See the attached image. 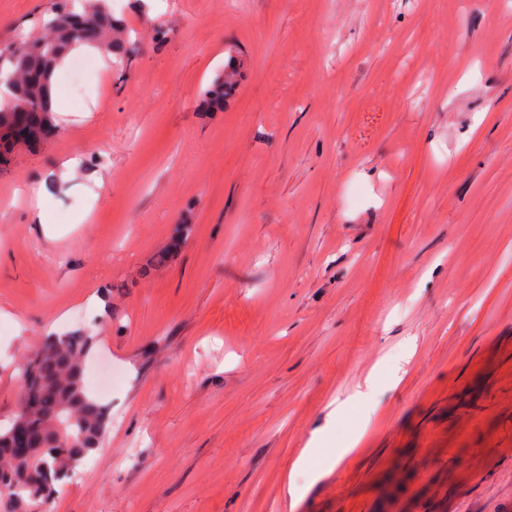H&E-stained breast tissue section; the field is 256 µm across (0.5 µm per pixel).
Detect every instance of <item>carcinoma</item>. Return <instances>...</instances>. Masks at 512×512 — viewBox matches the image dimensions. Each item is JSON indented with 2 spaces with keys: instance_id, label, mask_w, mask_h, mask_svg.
Wrapping results in <instances>:
<instances>
[{
  "instance_id": "obj_1",
  "label": "carcinoma",
  "mask_w": 512,
  "mask_h": 512,
  "mask_svg": "<svg viewBox=\"0 0 512 512\" xmlns=\"http://www.w3.org/2000/svg\"><path fill=\"white\" fill-rule=\"evenodd\" d=\"M75 0H56L42 18L43 31L30 41L20 36L0 47V84L9 94L0 99V129H13L15 137L0 138V166L7 165L18 146L34 148L52 130L51 79L59 60L76 45L90 44L123 59L134 51L131 43L115 37L122 24L102 8L103 0H84L77 12ZM231 85L216 80L207 90L201 108L224 106ZM93 346V336L75 332L49 336L27 355L20 366L23 384L39 388L37 405L18 404L40 444L37 458L43 476L39 484L26 479L32 462L10 452L0 428V501L5 512H46L57 488L70 478L84 459L98 447L107 428V406L89 397L84 383V364Z\"/></svg>"
}]
</instances>
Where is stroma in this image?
Here are the masks:
<instances>
[{"label":"stroma","mask_w":512,"mask_h":512,"mask_svg":"<svg viewBox=\"0 0 512 512\" xmlns=\"http://www.w3.org/2000/svg\"><path fill=\"white\" fill-rule=\"evenodd\" d=\"M51 6L0 0V45ZM112 10L135 52L56 70L0 172V424L50 332L110 413L50 512H512V0ZM231 85L218 78L210 89L207 90L205 98L202 100L201 108L205 111L222 108L224 106V99L230 92Z\"/></svg>","instance_id":"35a3bbf8"}]
</instances>
